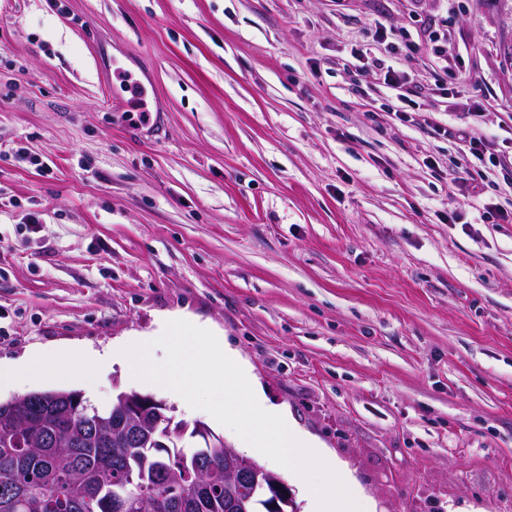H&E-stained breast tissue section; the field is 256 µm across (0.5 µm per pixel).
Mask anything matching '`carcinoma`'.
Here are the masks:
<instances>
[{
    "label": "carcinoma",
    "mask_w": 512,
    "mask_h": 512,
    "mask_svg": "<svg viewBox=\"0 0 512 512\" xmlns=\"http://www.w3.org/2000/svg\"><path fill=\"white\" fill-rule=\"evenodd\" d=\"M74 390L37 391L0 409L11 419L0 444V512H226L225 448L200 459L211 467L198 481L196 449L150 448L112 428L120 400L99 408Z\"/></svg>",
    "instance_id": "1"
}]
</instances>
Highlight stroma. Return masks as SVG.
<instances>
[{
	"mask_svg": "<svg viewBox=\"0 0 512 512\" xmlns=\"http://www.w3.org/2000/svg\"><path fill=\"white\" fill-rule=\"evenodd\" d=\"M474 77L512 149V0H0V370L185 316L376 512H512V189L435 132Z\"/></svg>",
	"mask_w": 512,
	"mask_h": 512,
	"instance_id": "obj_1",
	"label": "stroma"
}]
</instances>
